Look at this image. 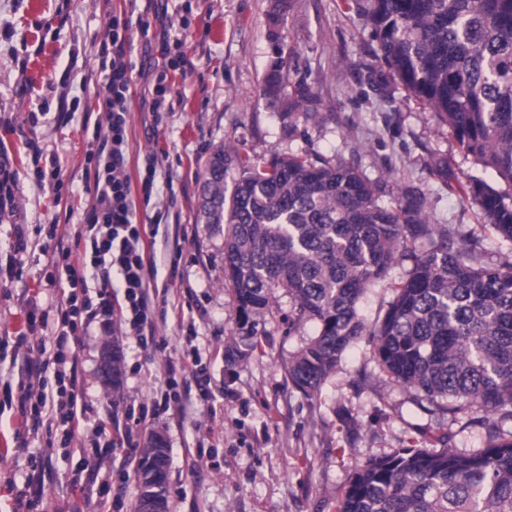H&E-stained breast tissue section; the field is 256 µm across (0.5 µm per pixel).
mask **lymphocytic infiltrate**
I'll return each mask as SVG.
<instances>
[{"label": "lymphocytic infiltrate", "instance_id": "obj_1", "mask_svg": "<svg viewBox=\"0 0 512 512\" xmlns=\"http://www.w3.org/2000/svg\"><path fill=\"white\" fill-rule=\"evenodd\" d=\"M112 63L104 79L106 94L102 109L107 128L93 126L87 142L86 160L93 170L94 201L86 216V243L90 265L100 282L96 293H89L85 276L78 271L70 250L54 248L48 266L50 283L67 284L69 291L57 306L58 319L49 323L38 308L27 316L29 332L49 333L46 343L37 347L36 356L27 358L17 383V404L25 419L26 432L16 440L26 443L47 424L61 426L65 437H73L85 419L86 404L78 386L77 363L72 345L87 321L97 317L116 318L139 336L155 332L150 283L157 275L152 255L161 224L167 215L155 211L149 223L136 221L127 160V114L130 74L126 61L130 45L129 22L113 17L110 25ZM186 41L163 34L160 67L153 87L152 110L163 112L171 94L169 75L184 65ZM122 289L121 303H113L112 283Z\"/></svg>", "mask_w": 512, "mask_h": 512}]
</instances>
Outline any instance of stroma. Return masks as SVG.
<instances>
[{"instance_id": "35a3bbf8", "label": "stroma", "mask_w": 512, "mask_h": 512, "mask_svg": "<svg viewBox=\"0 0 512 512\" xmlns=\"http://www.w3.org/2000/svg\"><path fill=\"white\" fill-rule=\"evenodd\" d=\"M274 0H0V153L16 176L10 184L16 209L0 222V260L12 252L11 227H27L30 248L12 275L0 274V336L26 330V299L54 314L62 298L46 280L48 260L40 229L54 224L74 261H81L76 235L85 208L84 120L104 121L100 107L104 69L110 66L108 23L138 13L162 29L186 32V66L174 75L173 108L155 120L150 104L158 41H146L139 23L127 58L133 67L127 117L129 172L137 174L146 153H156L161 178L154 205L169 204L171 224L153 249L156 285L167 305L156 308V339L165 350L143 344L125 330L93 321L78 336L79 381L89 404L87 419L71 445L45 446L46 432L18 447L22 416L6 385L17 382L22 359L14 344L0 345V512H10L12 493L40 469L42 497L33 512H133L138 495L136 465L150 430L162 431L170 448L169 512H336L357 467L375 453L411 446L467 451L486 437L467 414L433 410L422 393L394 383L360 339L342 357L338 372L317 398L296 391L288 363L314 324L289 326L290 300L278 293L259 346L248 358H226L225 343L236 329L231 291L224 282L225 224L197 223L199 180L211 151L234 147L257 160L273 153H316L351 161L373 180L398 170L404 186L422 187L431 223L479 231L484 258L496 263L512 245L480 231L476 205L460 202L450 181L482 176L493 188L508 186L481 171L447 129L402 86L375 91L371 81L387 68L366 18L345 0H288L278 29L294 56L288 83H306L315 118L288 131V117L262 93L276 44L270 38ZM47 113L38 125L29 115ZM60 156L63 188L31 181L28 140ZM436 159L448 163V178L430 177ZM118 338L123 356L120 390L108 395L97 359L105 339ZM197 347L212 397H198L193 378L183 379L180 405L162 415L131 419L130 401L152 406L166 388L164 361ZM112 417L115 446L103 449L104 465L78 471L94 421ZM132 443H125V433Z\"/></svg>"}]
</instances>
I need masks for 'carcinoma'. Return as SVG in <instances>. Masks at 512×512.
Returning a JSON list of instances; mask_svg holds the SVG:
<instances>
[{"instance_id":"cac0c4a2","label":"carcinoma","mask_w":512,"mask_h":512,"mask_svg":"<svg viewBox=\"0 0 512 512\" xmlns=\"http://www.w3.org/2000/svg\"><path fill=\"white\" fill-rule=\"evenodd\" d=\"M399 83L446 127L475 166L512 184V0H352ZM290 56L273 61L264 96L290 115L305 84L288 92ZM233 172L232 182H227ZM458 197L479 207L482 227L512 243V194L471 178ZM387 183L354 164L274 154L255 164L220 145L206 160L198 221L229 224L224 281L236 331L231 356L258 347V326L288 294L291 326H316L290 362L293 388L321 393L365 334L360 302L390 269L411 262L370 332L373 356L396 383L424 393L441 413L483 414L484 447L403 448L351 476L337 512H512V261L483 260L481 239L425 215L411 186L386 204ZM418 242L427 245L417 251ZM166 448H140L137 500L167 499L153 477Z\"/></svg>"}]
</instances>
